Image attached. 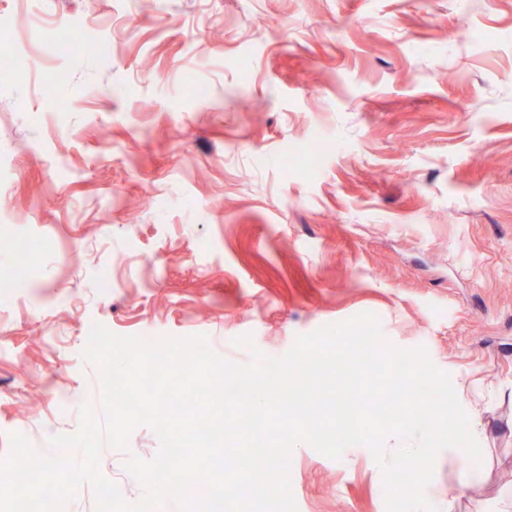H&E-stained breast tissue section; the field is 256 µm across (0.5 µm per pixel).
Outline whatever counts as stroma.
Wrapping results in <instances>:
<instances>
[{"label":"stroma","instance_id":"1","mask_svg":"<svg viewBox=\"0 0 512 512\" xmlns=\"http://www.w3.org/2000/svg\"><path fill=\"white\" fill-rule=\"evenodd\" d=\"M0 50V459L99 406L93 324L245 363L371 313L483 424L429 504L512 512V0H0ZM157 450L140 426L99 469L133 502ZM290 481L298 512H387L358 445L294 448Z\"/></svg>","mask_w":512,"mask_h":512}]
</instances>
